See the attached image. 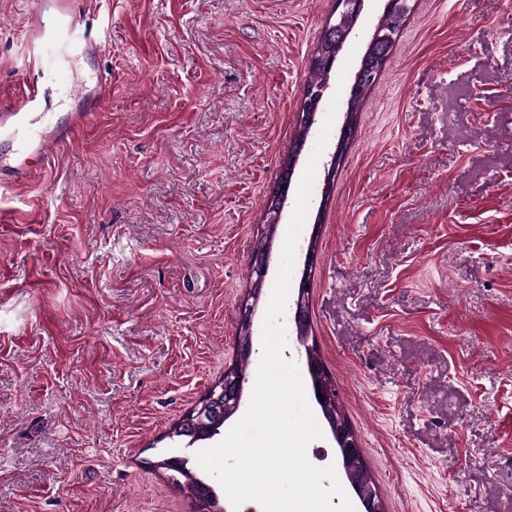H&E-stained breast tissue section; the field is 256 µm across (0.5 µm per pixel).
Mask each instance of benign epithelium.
<instances>
[{"label":"benign epithelium","mask_w":512,"mask_h":512,"mask_svg":"<svg viewBox=\"0 0 512 512\" xmlns=\"http://www.w3.org/2000/svg\"><path fill=\"white\" fill-rule=\"evenodd\" d=\"M336 24L327 29V41L342 48L349 36L352 27L364 9V0H335ZM408 10V0H387L383 19L375 28L372 38L365 50L360 67L354 74L352 86L373 84L384 69L390 50L395 41L401 21ZM328 85H307L303 90L298 105L299 122L302 131L310 134L315 121V114L319 111ZM355 133V121L348 117L344 122L334 152L330 156L327 169V179H332L344 156L348 143ZM298 157L294 156L290 162L282 165L281 182L271 191L267 204V224L265 232L268 234V244L265 250L252 257L251 270L257 281L267 282L269 270V254L275 238L286 198L284 186L289 177L293 175ZM316 263V253L313 245H308L305 255V268L298 284V292L294 301V323L296 339L304 350L305 367L311 382L313 398L319 406L326 421L333 440L336 444V454L344 472L345 479L352 484L360 505V512H383L381 499L375 490L363 491L355 481L356 471L362 464V455L357 441L348 423L338 419L331 412L330 400L332 389L326 384L327 371L322 361L314 353V347L308 343L305 336L307 326L306 303L309 294V273ZM260 296L257 293L245 295L238 304L240 324L247 330L248 336H253V319L256 314ZM248 374L240 373L230 366L224 370V378L199 400L181 419L180 435L188 438V444L212 439L221 434V426L236 414L242 404L245 385L248 383ZM323 397H318L316 392ZM197 494L214 506L216 512H230L216 488L206 482H200Z\"/></svg>","instance_id":"benign-epithelium-1"}]
</instances>
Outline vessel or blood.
I'll list each match as a JSON object with an SVG mask.
<instances>
[{"mask_svg": "<svg viewBox=\"0 0 512 512\" xmlns=\"http://www.w3.org/2000/svg\"><path fill=\"white\" fill-rule=\"evenodd\" d=\"M85 0H41L28 17V71L22 92L13 100H0V140L11 141L13 154L0 155V189H8L29 181L37 167L47 166L59 145L72 141L76 134L91 125L97 109L79 112L68 125L38 131L41 110L46 103L48 86L38 70L42 50L61 43L89 52L98 51L103 40L92 39L83 24Z\"/></svg>", "mask_w": 512, "mask_h": 512, "instance_id": "obj_1", "label": "vessel or blood"}]
</instances>
